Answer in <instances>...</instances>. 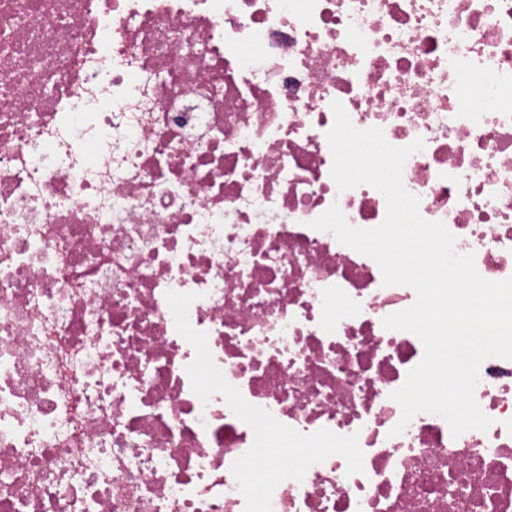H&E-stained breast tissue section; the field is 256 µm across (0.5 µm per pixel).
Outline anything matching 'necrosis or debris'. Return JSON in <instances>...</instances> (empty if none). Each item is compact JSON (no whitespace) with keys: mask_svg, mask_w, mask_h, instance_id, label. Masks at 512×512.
Instances as JSON below:
<instances>
[{"mask_svg":"<svg viewBox=\"0 0 512 512\" xmlns=\"http://www.w3.org/2000/svg\"><path fill=\"white\" fill-rule=\"evenodd\" d=\"M511 93L512 0H0V512H512V360L391 436L416 294L310 226L338 101L512 277Z\"/></svg>","mask_w":512,"mask_h":512,"instance_id":"necrosis-or-debris-1","label":"necrosis or debris"}]
</instances>
